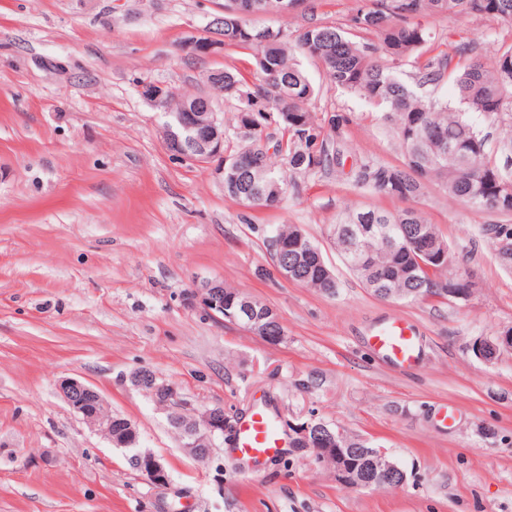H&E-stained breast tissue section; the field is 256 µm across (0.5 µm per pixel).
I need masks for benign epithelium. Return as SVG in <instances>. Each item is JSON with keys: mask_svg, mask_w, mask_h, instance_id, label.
Here are the masks:
<instances>
[{"mask_svg": "<svg viewBox=\"0 0 512 512\" xmlns=\"http://www.w3.org/2000/svg\"><path fill=\"white\" fill-rule=\"evenodd\" d=\"M236 13L253 18L274 11V0H232ZM224 49V39L212 35L191 37L183 50L196 56H212ZM141 96L151 105L163 108L166 89L158 84L144 82L139 86ZM202 95L191 96L192 103L177 112H167L164 139L168 150L175 156L196 163H207L222 158L233 180H238L245 169L246 158L233 160L224 157V121L219 119L212 100L200 101ZM271 255L283 277L298 282L299 270L288 261V245L273 243ZM442 298L459 300L470 298L472 289L464 288L453 275L445 279ZM191 300L216 319L229 320L242 325L250 333L265 341L280 342L284 331L280 318L272 307L256 303L247 297L227 300L224 283L207 282L195 289ZM504 350L512 351V332L508 331L493 340L475 342V355L491 363ZM129 381L145 393L154 404L168 413L169 422L179 431L181 447L198 460L207 448H214V441L224 438L228 431L224 407L195 408L177 396L175 386L157 375L143 370L133 372ZM59 390L71 410L90 426L99 430L117 448H131L138 443L137 431L132 422L115 416L106 406L101 394L94 387L76 378H65ZM293 445L308 448L316 463L332 470L336 480L354 489L380 488L385 484L402 486L407 481L406 472L392 461L381 465L386 453L380 448H348L343 435L333 433L326 425L305 422L293 427ZM136 468L155 486L169 485V473L162 461L150 452L136 451L133 455Z\"/></svg>", "mask_w": 512, "mask_h": 512, "instance_id": "1", "label": "benign epithelium"}]
</instances>
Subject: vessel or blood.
<instances>
[{
  "instance_id": "vessel-or-blood-1",
  "label": "vessel or blood",
  "mask_w": 512,
  "mask_h": 512,
  "mask_svg": "<svg viewBox=\"0 0 512 512\" xmlns=\"http://www.w3.org/2000/svg\"><path fill=\"white\" fill-rule=\"evenodd\" d=\"M368 343L374 352L401 368L414 366L421 356L415 328L398 318L376 327ZM286 446L275 410L262 404L238 422L231 452L241 470L246 472L276 461Z\"/></svg>"
}]
</instances>
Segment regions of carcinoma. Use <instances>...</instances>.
<instances>
[{"instance_id":"carcinoma-1","label":"carcinoma","mask_w":512,"mask_h":512,"mask_svg":"<svg viewBox=\"0 0 512 512\" xmlns=\"http://www.w3.org/2000/svg\"><path fill=\"white\" fill-rule=\"evenodd\" d=\"M479 15L512 28V0H354L347 23H311L295 37L275 29L273 40L255 57L253 88L243 90L233 68H224V97L238 102L237 123L243 137L261 139L266 113L276 114L288 139L265 155L249 174L247 187L224 181V193L248 208H269L288 197L290 177L329 169L340 155L330 150L329 137L349 123L343 113L320 117L311 111L315 88L295 55L319 62L330 85L357 94L383 112L399 141V165L367 162L359 166L358 181L379 197L402 201L419 197L428 183L439 182L448 197L472 208L512 217V198L489 192L493 181L512 186V44H501L495 56L485 58L481 43L463 38L451 52L435 51L424 16ZM255 19L224 14V46L256 49L248 34ZM413 60V81L399 71ZM451 82L461 112L445 101L424 95L421 89ZM479 114L501 129L496 149L489 134L471 118ZM351 224H400L394 237L361 236L347 251L344 227ZM274 237L301 247L292 251L301 260L306 287L333 294L337 282L322 277L317 264L319 246L294 224H280ZM434 253L456 263L439 227L414 207L388 211L377 207L347 210L334 225L332 239L347 268L372 293L390 288L394 298L417 300L438 285L418 265L423 258L418 239Z\"/></svg>"}]
</instances>
